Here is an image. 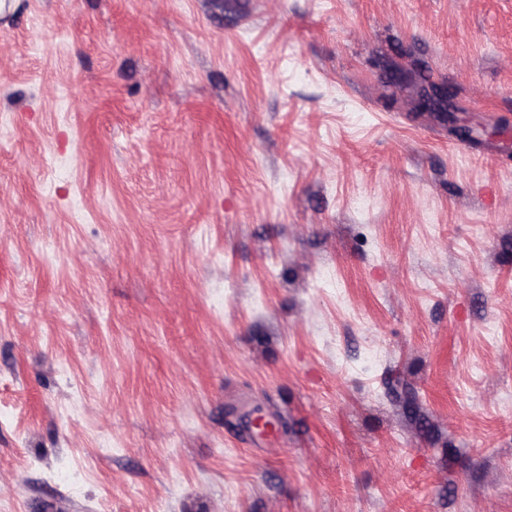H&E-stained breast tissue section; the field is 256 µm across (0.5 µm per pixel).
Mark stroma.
Returning a JSON list of instances; mask_svg holds the SVG:
<instances>
[{
    "label": "stroma",
    "instance_id": "1",
    "mask_svg": "<svg viewBox=\"0 0 512 512\" xmlns=\"http://www.w3.org/2000/svg\"><path fill=\"white\" fill-rule=\"evenodd\" d=\"M0 512H512V0L0 15Z\"/></svg>",
    "mask_w": 512,
    "mask_h": 512
}]
</instances>
